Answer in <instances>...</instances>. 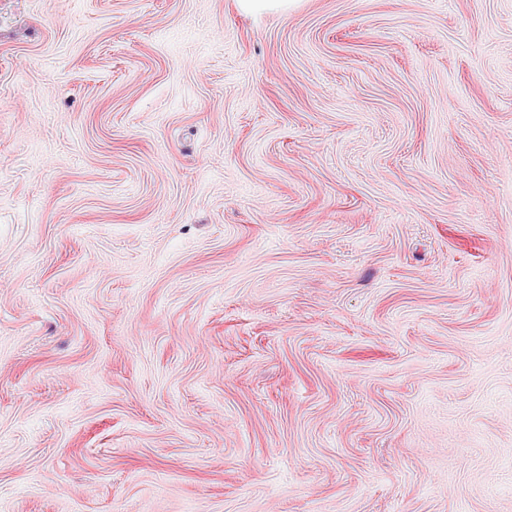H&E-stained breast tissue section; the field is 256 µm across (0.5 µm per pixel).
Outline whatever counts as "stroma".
<instances>
[{
  "instance_id": "35a3bbf8",
  "label": "stroma",
  "mask_w": 512,
  "mask_h": 512,
  "mask_svg": "<svg viewBox=\"0 0 512 512\" xmlns=\"http://www.w3.org/2000/svg\"><path fill=\"white\" fill-rule=\"evenodd\" d=\"M0 512H512V0H0Z\"/></svg>"
}]
</instances>
